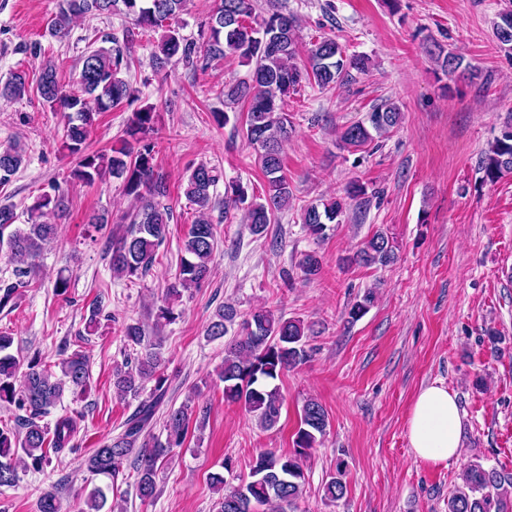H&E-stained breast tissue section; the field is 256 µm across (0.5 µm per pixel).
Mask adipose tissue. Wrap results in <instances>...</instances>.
<instances>
[{"label":"adipose tissue","mask_w":512,"mask_h":512,"mask_svg":"<svg viewBox=\"0 0 512 512\" xmlns=\"http://www.w3.org/2000/svg\"><path fill=\"white\" fill-rule=\"evenodd\" d=\"M406 431L417 460L439 464L458 457L463 422L455 396L441 384L422 388L413 402Z\"/></svg>","instance_id":"1"}]
</instances>
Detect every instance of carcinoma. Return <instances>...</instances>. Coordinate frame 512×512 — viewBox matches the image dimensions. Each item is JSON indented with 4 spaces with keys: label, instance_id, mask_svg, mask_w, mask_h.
Instances as JSON below:
<instances>
[{
    "label": "carcinoma",
    "instance_id": "carcinoma-1",
    "mask_svg": "<svg viewBox=\"0 0 512 512\" xmlns=\"http://www.w3.org/2000/svg\"><path fill=\"white\" fill-rule=\"evenodd\" d=\"M184 0H60L51 20L54 36L68 35L74 20L87 15L122 14L135 25L159 33L151 57L157 68L165 67L177 56L193 68L207 69L209 64L233 54L251 66L246 79L224 87V98L232 104L247 106L245 134L258 150V160L267 180L263 197L248 198L240 183L225 189L224 208L246 206L250 232L261 236L275 214L288 207L293 191L284 172L281 144L287 140L293 123L284 111L285 98L303 82L320 88L344 82L353 70L366 68V59L349 55L335 39L323 37L312 44L304 67L296 59L300 53L297 17L278 8L262 15L257 0H220L208 20L209 39L203 50L186 41L172 21L182 11ZM494 36L501 45L512 46V9L499 14ZM437 63L452 75L463 59L437 47ZM124 56L120 48L88 51L80 61L76 81L61 83L56 69L48 64L36 85L42 103L53 110L68 113L64 147L76 157L72 171L75 179L92 184L109 174L123 181L125 195L136 202L132 213L124 216L122 232L112 234L111 269L114 276L133 283L152 268L158 250L166 243L172 219L170 206L164 203L169 187L155 169L154 107L145 105L129 118L126 135L131 147L107 155L88 152L85 141L96 115L139 98V90L124 77ZM28 92L26 75L15 72L0 83V98H20ZM402 121L400 108L392 103L376 105L365 116L345 126L339 136L345 148H360L374 141ZM24 149L14 143L0 149V184L9 180L24 161ZM481 180L494 183L512 173V128L504 127L494 137L489 152L480 161ZM217 168L199 163L189 168L185 196L195 210V218L185 235L174 281L167 288V298L176 300L181 290L200 288L209 281L211 257L217 246V225L210 220L211 190L218 184ZM365 194L363 186L351 183L344 196L310 203L303 208L302 220L311 236L323 240L332 225L344 221L347 200ZM60 206L56 196L43 194L29 208V224L15 226L17 216L12 207L0 205V251L8 253L14 265L13 279L0 280V311L16 307L18 291L29 288L37 276L39 258L56 236L57 225L42 221ZM396 259V247L388 234L379 230L355 253L344 258L348 265L385 266ZM299 269L305 279L317 275L321 258L315 252L303 255ZM374 301L367 292L349 309V318L362 317ZM236 310L220 306L208 326L207 335L224 337L227 324L234 321ZM311 327L300 319H286L271 310L257 308L239 323L238 332L224 347V365L220 378L224 382V400L238 403L253 414L260 425L271 428L278 419L282 404L279 388L273 385L280 374L305 363L310 357L307 338ZM127 345L140 348L112 372L117 393L140 396L147 382H154L149 397L139 403L124 423L123 431L94 449L86 461L88 471L99 482L84 496L80 512H102L107 493L114 487L122 465L136 454V487L141 500L154 498L159 462L183 445L189 428L191 405L184 403L167 414L165 441L136 447L153 419L155 407L168 390L161 337L147 336L139 324L125 327ZM13 339L0 331V402L13 404L27 413L15 429L0 427V486L17 480L15 455L23 452L24 466L40 470L48 461V450L58 453L68 447L78 432L77 419L60 417L53 430L40 424V418L59 400L65 382L85 387L89 375L87 358L79 351L59 363L61 378H56L40 353L31 356L11 352ZM328 414L323 405L307 400L301 409L300 424L293 438V452H260L251 469V480L230 490L224 489V476L210 475V484L224 490L218 512H256L257 505H270L274 512H296L306 484L304 461L319 438L326 434ZM347 491L345 470L336 465V474L323 486L324 498L336 501ZM37 512H61L56 492L45 491L37 500ZM448 512H512V474L487 469L476 460L469 462L461 474V484L448 497Z\"/></svg>",
    "mask_w": 512,
    "mask_h": 512
}]
</instances>
